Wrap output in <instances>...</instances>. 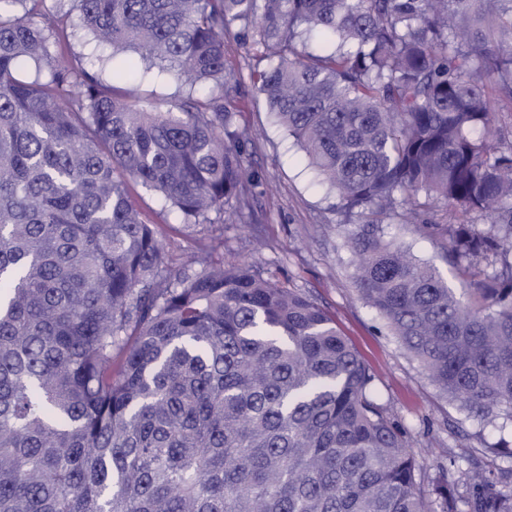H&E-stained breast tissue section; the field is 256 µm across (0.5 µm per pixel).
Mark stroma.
<instances>
[{
    "label": "stroma",
    "instance_id": "obj_1",
    "mask_svg": "<svg viewBox=\"0 0 512 512\" xmlns=\"http://www.w3.org/2000/svg\"><path fill=\"white\" fill-rule=\"evenodd\" d=\"M238 31L235 23L224 31V62L240 81L237 126L249 169L259 183L251 189L242 218L228 215L220 224L196 225L182 223L155 193L130 184V196L142 220L156 228L169 266L179 268L194 258L203 265H243L306 295L333 317L370 369L374 398L405 430L424 473L443 474L464 495V472L477 467L512 491V452L496 449L498 442L512 441V423L500 429L460 412L388 333L376 310L358 296L348 234L368 216L345 214L293 139L272 123L255 89V52L243 45ZM192 93L175 76L153 70L136 87L140 104L174 111ZM462 219L460 211L432 202L381 216L379 229L418 259L434 264L465 297L473 280L448 255V226Z\"/></svg>",
    "mask_w": 512,
    "mask_h": 512
}]
</instances>
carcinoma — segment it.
Here are the masks:
<instances>
[{"mask_svg":"<svg viewBox=\"0 0 512 512\" xmlns=\"http://www.w3.org/2000/svg\"><path fill=\"white\" fill-rule=\"evenodd\" d=\"M39 23L0 0V512H435L373 375L309 298L240 266L165 262L127 180L184 224L246 206L255 174L224 64L236 22L256 89L346 212L427 197L451 224L467 301L373 225L349 233L355 288L458 409L512 420V0H74L103 64L200 84L144 108L55 59L64 0ZM324 48H299L302 36ZM120 361H115L116 355ZM471 512H512L466 472ZM442 512L457 493L431 479Z\"/></svg>","mask_w":512,"mask_h":512,"instance_id":"cac0c4a2","label":"carcinoma"}]
</instances>
